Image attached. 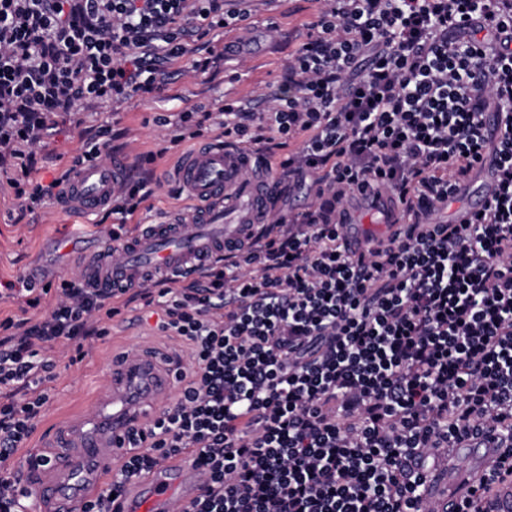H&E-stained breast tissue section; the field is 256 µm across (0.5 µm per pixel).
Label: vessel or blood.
<instances>
[{"label": "vessel or blood", "mask_w": 512, "mask_h": 512, "mask_svg": "<svg viewBox=\"0 0 512 512\" xmlns=\"http://www.w3.org/2000/svg\"><path fill=\"white\" fill-rule=\"evenodd\" d=\"M131 173L129 162L118 155L77 169L66 186L61 210L92 214L104 209L112 202L116 181ZM175 180L193 208L169 223L138 231L120 257L107 250L84 262L82 275L91 287H134L150 274H182L206 259L224 256L264 222L282 189L259 151L228 140L197 146L178 165ZM389 208L375 189L357 192L345 214L346 248L360 253L373 245L368 225L359 221L362 214L377 216L382 230L393 231L387 221ZM177 385V359L169 350L114 354L110 389L84 417L79 433L66 427L51 433V477L25 481L29 512H80L117 467L119 440L169 406ZM500 451V439L490 431L435 450L428 460L425 497L440 512H454L459 494L478 483ZM201 485L194 458L185 456L129 485L116 506L119 512H180L197 497Z\"/></svg>", "instance_id": "1"}]
</instances>
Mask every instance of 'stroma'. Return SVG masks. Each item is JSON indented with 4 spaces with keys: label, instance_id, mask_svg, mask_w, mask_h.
Returning a JSON list of instances; mask_svg holds the SVG:
<instances>
[{
    "label": "stroma",
    "instance_id": "35a3bbf8",
    "mask_svg": "<svg viewBox=\"0 0 512 512\" xmlns=\"http://www.w3.org/2000/svg\"><path fill=\"white\" fill-rule=\"evenodd\" d=\"M246 7V20L210 36L214 51L224 56L220 73L199 75L191 71L188 60H179L170 66V78L160 94L134 97L117 112L106 106L87 112L80 128H64L48 139L38 172L46 181L68 168L87 138L103 124L112 128L110 152L124 155L129 163H136L141 154L156 153L148 183L151 194L135 215L123 220L103 212H64L53 202L29 212L8 189L0 188L1 283L19 284L28 279L42 285L71 276L79 270L81 243L101 250L112 247L113 224L125 223L131 231L136 225L153 224L187 210L189 202L178 195L173 182L179 155L169 147L171 130L156 124V117L197 108L211 110L223 101L254 102L268 90L287 85L288 62L321 4L319 0H248ZM157 321V315L140 303H129L109 322L108 336L86 344L83 361L60 360L51 384V401L12 466H19L29 454L45 452L47 432L81 420L92 408L108 385L113 348L123 345L133 350L143 343L187 355L188 344L163 335Z\"/></svg>",
    "mask_w": 512,
    "mask_h": 512
}]
</instances>
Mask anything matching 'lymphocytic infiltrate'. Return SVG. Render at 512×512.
<instances>
[{
	"mask_svg": "<svg viewBox=\"0 0 512 512\" xmlns=\"http://www.w3.org/2000/svg\"><path fill=\"white\" fill-rule=\"evenodd\" d=\"M245 18L224 0H0V174L15 199L61 198L70 171L33 178L61 124L161 91L185 57L215 73L223 55L187 38ZM288 70L264 109L156 119L175 146L214 126L243 146L297 143L274 169L319 204L269 214L188 284L161 275L130 293L190 353L175 403L129 433L83 512H116L135 478L185 453L204 484L184 512H435L411 460L486 429L505 449L455 512H493L512 483V0H324ZM488 155L491 199L466 223L438 220ZM369 186L408 225L354 257L340 206ZM124 294L80 277L0 289L22 299L0 318V512H24L7 462L60 358L82 361Z\"/></svg>",
	"mask_w": 512,
	"mask_h": 512,
	"instance_id": "f902f5d3",
	"label": "lymphocytic infiltrate"
}]
</instances>
